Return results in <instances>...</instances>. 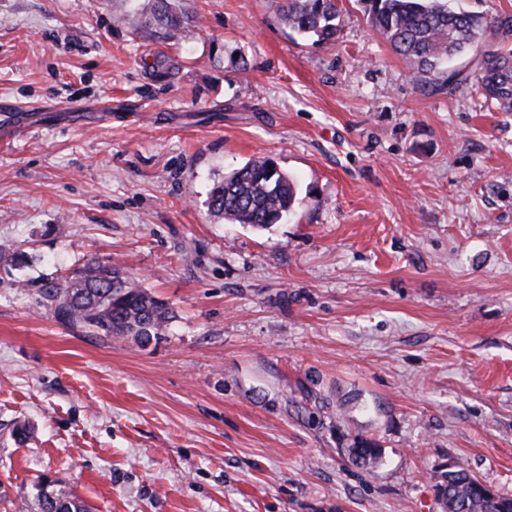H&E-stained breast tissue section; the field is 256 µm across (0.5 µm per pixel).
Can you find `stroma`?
<instances>
[{
    "mask_svg": "<svg viewBox=\"0 0 512 512\" xmlns=\"http://www.w3.org/2000/svg\"><path fill=\"white\" fill-rule=\"evenodd\" d=\"M151 2L0 0V103L74 112L0 141V245L30 256L0 264V512L54 480L92 512H439L456 462L512 496V112L410 74L359 0L332 44L280 0H172L174 37ZM256 157L288 219L211 216ZM92 259L170 304L161 339L43 306ZM184 18L179 15L170 0H154L143 24L146 28L159 27L174 37L183 28ZM344 452L352 464L368 473L374 472L383 464L381 448L373 440L362 436L356 437Z\"/></svg>",
    "mask_w": 512,
    "mask_h": 512,
    "instance_id": "1",
    "label": "stroma"
}]
</instances>
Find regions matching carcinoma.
<instances>
[{"label":"carcinoma","instance_id":"cac0c4a2","mask_svg":"<svg viewBox=\"0 0 512 512\" xmlns=\"http://www.w3.org/2000/svg\"><path fill=\"white\" fill-rule=\"evenodd\" d=\"M372 27L405 60L414 74H430L441 91L456 92L469 80L457 71H442L443 59L464 53L479 56L474 85L489 106L512 112V49L480 50L478 37L492 29L512 40V16L455 13L443 0H360ZM281 19L292 31L319 42L336 39L340 10L336 0H282ZM184 18L170 0H153L143 24L175 36ZM294 182L265 157L249 160L216 183L208 198L210 214L229 224L265 230L279 223L296 201ZM40 297L63 325H81L93 334L125 336L143 345L162 336L175 313L142 283L101 261L82 267L40 288ZM352 464L371 473L383 464L382 450L358 436L344 449ZM435 500L440 512H512V497L479 486V479L461 463L439 476ZM38 512H91L71 488L59 481L43 486Z\"/></svg>","mask_w":512,"mask_h":512}]
</instances>
